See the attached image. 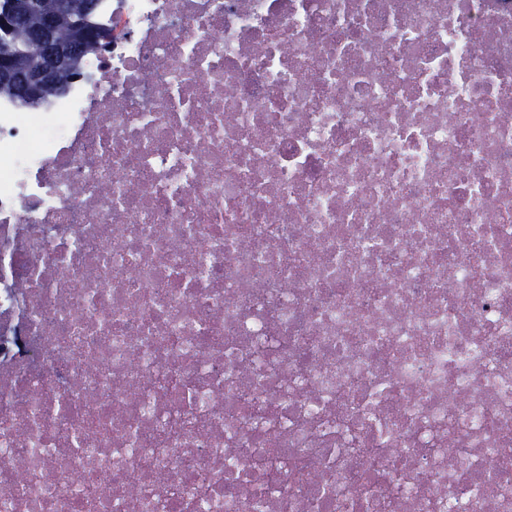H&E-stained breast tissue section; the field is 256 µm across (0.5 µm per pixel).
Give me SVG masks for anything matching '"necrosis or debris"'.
<instances>
[{"mask_svg": "<svg viewBox=\"0 0 512 512\" xmlns=\"http://www.w3.org/2000/svg\"><path fill=\"white\" fill-rule=\"evenodd\" d=\"M103 20L0 98V512H512V0ZM83 1H85L83 3ZM72 12H78L84 5V10L78 13H70V4L68 0H59L57 2V10L59 13H70L72 14L73 23L75 27L82 31L91 33L92 41L94 45L102 49L106 47L112 37V30L96 22L95 15L98 12V0H71ZM89 42H85L84 51L75 57H71L67 66L61 68L56 76V81L59 83H68L82 72V66L84 58L93 53L99 52V50Z\"/></svg>", "mask_w": 512, "mask_h": 512, "instance_id": "4bbe7bcc", "label": "necrosis or debris"}]
</instances>
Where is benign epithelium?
I'll use <instances>...</instances> for the list:
<instances>
[{"instance_id":"1","label":"benign epithelium","mask_w":512,"mask_h":512,"mask_svg":"<svg viewBox=\"0 0 512 512\" xmlns=\"http://www.w3.org/2000/svg\"><path fill=\"white\" fill-rule=\"evenodd\" d=\"M98 0H85L84 10L72 15L75 27L91 33L94 45L102 49L112 37V30L96 22ZM39 11L38 0H13L11 8L0 12V84L10 86L24 103L40 100L43 88L52 83L57 70L74 54L72 49L61 47L55 36L54 24L45 19L36 26L27 42L26 54L37 58L36 66L29 72L16 67V54L12 48V36L17 22Z\"/></svg>"}]
</instances>
